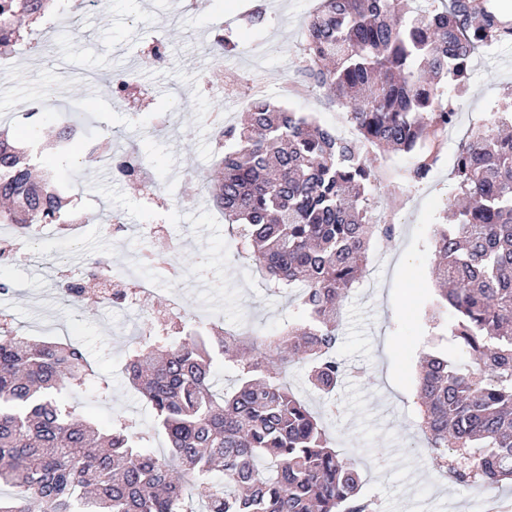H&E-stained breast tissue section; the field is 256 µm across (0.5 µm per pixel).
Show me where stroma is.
I'll list each match as a JSON object with an SVG mask.
<instances>
[{
    "label": "stroma",
    "instance_id": "obj_1",
    "mask_svg": "<svg viewBox=\"0 0 512 512\" xmlns=\"http://www.w3.org/2000/svg\"><path fill=\"white\" fill-rule=\"evenodd\" d=\"M259 0H205L198 9L184 0H94L78 23L63 26V14L48 16L62 29L52 46L25 40L12 69L0 75V125L30 99L45 113H74L92 135L107 134L113 150L137 143L156 183L149 189L117 181L103 171L64 163L76 211L86 217L79 240L54 248L61 261L82 272L89 259L119 269L147 251L168 254L179 277L162 270L149 279L154 291L135 305L64 302L58 276L36 246L0 268L10 289L0 294L20 331L35 339L77 336L98 377L107 378L108 397L94 384L71 385L60 396L78 415L108 428L124 415L151 432L146 446L166 453L162 431L142 396L129 384L125 362L136 340L133 329L170 326L171 298L191 315H220L225 326L277 332L298 320L287 295L275 292L255 265L238 254V237L214 207L211 187L216 142L211 113L239 121L242 99L252 86L273 101L333 126L338 109L319 92L293 93L301 64L304 24L317 0H260L266 9L261 30L248 31L242 19ZM232 40L236 52L214 69L207 53L215 36ZM168 46L164 63L143 49L152 38ZM134 75L148 93L137 99L92 95L93 76ZM512 85V44L495 43L474 59L465 92L454 97L453 142L486 123L505 89ZM455 155L442 153L430 178L404 181L405 155L378 156L380 180L371 184V216L392 214L394 240L373 237L363 281L343 304L337 356L345 374L330 396L311 389L302 368L288 375L291 389L313 409L333 408L326 425L336 450L362 471V493L376 512H480L481 488L448 483L434 471L418 430L417 370L426 339L447 345L448 331L432 328L423 308L434 291L432 227L457 199ZM120 216L125 228L104 232L102 214Z\"/></svg>",
    "mask_w": 512,
    "mask_h": 512
}]
</instances>
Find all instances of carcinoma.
Listing matches in <instances>:
<instances>
[{
    "label": "carcinoma",
    "mask_w": 512,
    "mask_h": 512,
    "mask_svg": "<svg viewBox=\"0 0 512 512\" xmlns=\"http://www.w3.org/2000/svg\"><path fill=\"white\" fill-rule=\"evenodd\" d=\"M49 0H0V51L21 40L18 22L44 16ZM490 42L512 43V13L501 0H320L305 26L301 82L346 114L356 137L306 112L250 99L241 124L214 132L213 204L237 225L240 253L269 281L295 292L307 316L278 335H227L212 324L189 336L164 328L131 349L127 378L147 400L168 452L144 448L145 434L122 416L102 432L72 418L58 394L96 372L81 345L37 342L0 318V512H184L194 488L205 512H374L359 471L333 448L321 418L288 388V370L307 367L329 394L343 365L334 356L338 309L360 282L371 238L397 225L371 223L367 189L376 179L368 149L410 158L405 179L430 177L448 146L457 112L440 86L466 88L471 61ZM63 116L48 141L30 139L39 175L0 133V224L21 238L66 214L70 185ZM512 90L489 124L471 128L456 153L462 194L453 224L433 229L438 297L424 311L434 328L450 317L451 348L428 352L418 376V428L433 461L469 486L512 485ZM234 349L235 387L214 389L216 358ZM224 473V483L212 473Z\"/></svg>",
    "instance_id": "cac0c4a2"
}]
</instances>
